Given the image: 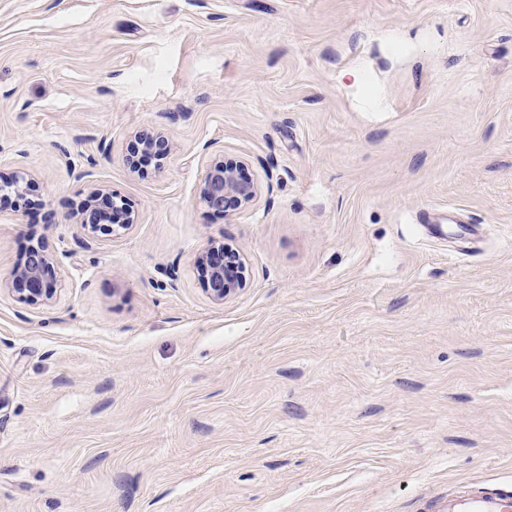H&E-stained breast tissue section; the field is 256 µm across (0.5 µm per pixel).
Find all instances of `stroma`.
Masks as SVG:
<instances>
[{
  "mask_svg": "<svg viewBox=\"0 0 512 512\" xmlns=\"http://www.w3.org/2000/svg\"><path fill=\"white\" fill-rule=\"evenodd\" d=\"M143 129L170 152L134 171ZM222 158L262 189L225 216L199 201ZM18 172L0 512H420L512 486V0H0ZM97 189L136 220L83 249ZM214 241L246 265L221 303ZM34 242L47 305L5 287ZM197 262L203 273L206 293L213 301L224 302L243 285L245 268L240 254L224 249V243H212Z\"/></svg>",
  "mask_w": 512,
  "mask_h": 512,
  "instance_id": "1",
  "label": "stroma"
}]
</instances>
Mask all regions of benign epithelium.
<instances>
[{"instance_id": "1", "label": "benign epithelium", "mask_w": 512, "mask_h": 512, "mask_svg": "<svg viewBox=\"0 0 512 512\" xmlns=\"http://www.w3.org/2000/svg\"><path fill=\"white\" fill-rule=\"evenodd\" d=\"M148 152L159 159L168 153V142L157 132L141 131L127 161L136 164L139 154ZM29 180L23 174L8 179L0 178V200L25 199ZM260 188L253 179L242 173V162L219 160L206 170L199 189V199L208 209L225 214L253 203ZM81 228L91 237L117 236L129 230L135 219L127 203L120 196L97 190L80 209ZM201 267L205 290L215 302L234 295L244 282V265L240 254L227 250L222 243H213L197 259ZM57 259L41 244L29 247L24 261L7 278L9 290L21 303L42 305L57 294Z\"/></svg>"}]
</instances>
